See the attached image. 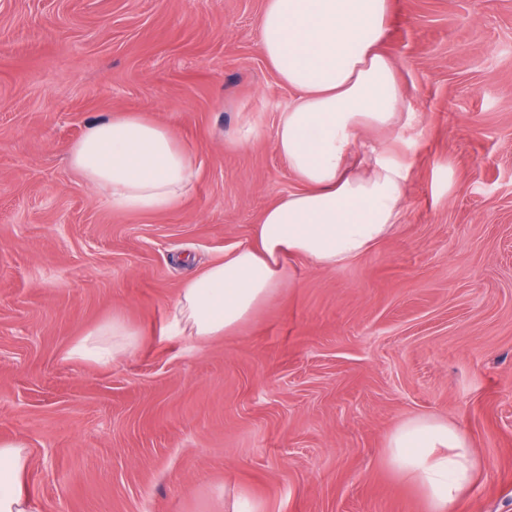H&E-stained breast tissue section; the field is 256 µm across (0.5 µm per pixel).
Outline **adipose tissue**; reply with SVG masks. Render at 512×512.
Instances as JSON below:
<instances>
[{"label":"adipose tissue","instance_id":"obj_1","mask_svg":"<svg viewBox=\"0 0 512 512\" xmlns=\"http://www.w3.org/2000/svg\"><path fill=\"white\" fill-rule=\"evenodd\" d=\"M391 0H264L260 49L294 98L274 131L299 184L266 208L252 241L187 278L159 329L167 341L210 340L243 323L296 260L333 270L390 236L403 215L412 164L363 141L368 131L414 126L397 66L382 49ZM69 161L112 210L163 212L192 190L197 167L166 125L129 112L90 123ZM121 316L88 332L69 358L106 365L136 350ZM388 465L421 492L428 512H457L479 462L461 430L419 416L388 435ZM22 443L0 441V512H31Z\"/></svg>","mask_w":512,"mask_h":512}]
</instances>
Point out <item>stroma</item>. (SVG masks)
Listing matches in <instances>:
<instances>
[{"instance_id": "1", "label": "stroma", "mask_w": 512, "mask_h": 512, "mask_svg": "<svg viewBox=\"0 0 512 512\" xmlns=\"http://www.w3.org/2000/svg\"><path fill=\"white\" fill-rule=\"evenodd\" d=\"M263 4L0 0V440L25 445L32 512H426L383 451L415 416L480 459L465 512H512V0H393L384 48L417 121L388 239L333 271L297 261L224 336L157 334L296 188ZM115 112L193 152L181 204L115 212L70 169ZM115 315L132 355L69 358Z\"/></svg>"}]
</instances>
